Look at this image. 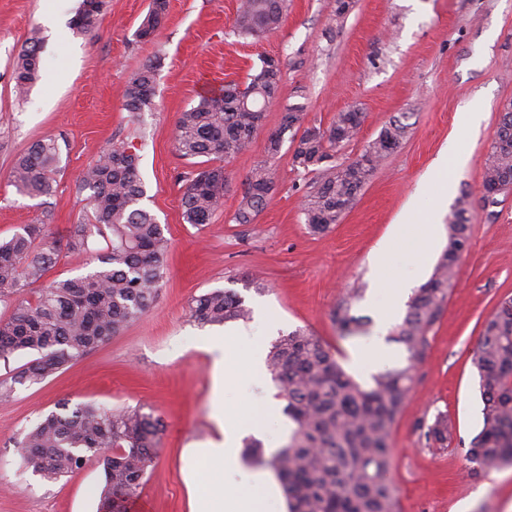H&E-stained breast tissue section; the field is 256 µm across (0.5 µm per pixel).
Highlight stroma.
<instances>
[{
	"instance_id": "35a3bbf8",
	"label": "stroma",
	"mask_w": 512,
	"mask_h": 512,
	"mask_svg": "<svg viewBox=\"0 0 512 512\" xmlns=\"http://www.w3.org/2000/svg\"><path fill=\"white\" fill-rule=\"evenodd\" d=\"M79 3L0 0V238L29 224L49 225L59 237L85 221L90 208L76 180L113 141L123 140L141 155L142 205L170 240L168 273L151 308L119 335L42 383L0 399V512H98L97 462L55 483L21 467L16 443L22 431L64 400L141 404L159 416L161 448L134 503L141 512H191L189 450L222 437L212 415L213 356L204 339L238 334V350L246 353L304 329L342 364H349L353 349L375 344L384 347L382 367L404 364L402 347L379 329L388 288L410 271L416 284L430 278L461 197L468 202L469 247L393 427L392 477L401 512H512V467L473 475L463 454L481 423L471 352L484 321L512 296V189L491 200L482 185L499 116L512 103V0H351L341 18L336 0H288L280 27L260 38L235 31L240 0H168L153 39L136 35L150 0H104L89 33L71 25ZM35 32L42 37L41 78L21 98L12 64ZM265 57L279 59L283 69L265 120L247 151L223 161L229 175L223 206L210 223L186 224L180 199L196 166L175 149L176 121L198 103L203 86L245 84ZM151 62L158 65L154 107L134 120L121 91ZM292 105L301 106V119L269 156L268 136ZM475 106L482 120L474 130L465 114ZM350 110L360 113V130L337 148L334 163L355 161L404 114L408 136L379 163L340 222L315 234L302 204L319 175L293 167L295 138L312 126L330 127ZM48 138L61 147L54 193L18 194L11 184L16 156ZM451 141L466 162L437 170ZM263 164L275 171V190L253 223H235L245 182ZM406 221L427 225L428 249L410 252L396 235ZM382 252L391 261L380 277L375 259ZM213 289L242 297L249 320L194 323L191 299ZM350 292L357 295L353 312L363 330L343 340L332 312ZM275 393L267 373L247 390L224 391L240 428L262 409L259 438L269 452L288 440L287 416L266 409ZM439 414L451 429L443 445L424 436Z\"/></svg>"
}]
</instances>
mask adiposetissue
I'll return each mask as SVG.
<instances>
[{"mask_svg":"<svg viewBox=\"0 0 512 512\" xmlns=\"http://www.w3.org/2000/svg\"><path fill=\"white\" fill-rule=\"evenodd\" d=\"M238 341L237 335L216 336L205 341V348L214 356V386L212 391L213 416L220 427H227L233 413L224 404V388L234 382L247 385L263 371V358L254 352L233 357L232 351ZM192 454L199 466L192 473L189 482L191 512H264V494L273 489L271 480L257 478L254 490L231 492L225 495L213 493L211 481L224 468L234 466L237 457L223 442L213 441Z\"/></svg>","mask_w":512,"mask_h":512,"instance_id":"adipose-tissue-1","label":"adipose tissue"}]
</instances>
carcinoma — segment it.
<instances>
[{
  "label": "carcinoma",
  "mask_w": 512,
  "mask_h": 512,
  "mask_svg": "<svg viewBox=\"0 0 512 512\" xmlns=\"http://www.w3.org/2000/svg\"><path fill=\"white\" fill-rule=\"evenodd\" d=\"M167 0H151L137 31L141 39L158 35ZM288 11V0H242L235 27L245 36L260 37L277 29ZM100 11L80 3L72 26L79 32L95 29ZM41 38L33 34L13 62L15 91L23 95L39 78ZM157 64L140 68L122 92L123 106L138 118L152 111ZM281 69L270 58L250 75L246 94L228 83L200 98L176 123L175 147L186 159L220 160L248 149L264 117V108L277 91ZM301 108L291 106L280 127L269 136L267 150L279 152L283 136L299 121ZM361 124L360 113L340 112L333 125L304 131L292 163L308 170L351 141ZM409 125L397 118L369 142L360 157L326 173L306 195L309 228L322 233L337 223L370 180L379 161L397 149ZM60 148L39 140L19 155L12 184L29 197L54 192ZM483 187L498 192L512 186V103L505 106L490 154L482 169ZM228 177L224 166L210 165L185 185L182 219L207 224L224 204ZM78 191L88 193L91 218L70 225L56 238L46 224H29L8 239H0V297L21 293L38 283L60 255L79 257L100 244L102 267L85 276L55 280L40 289L35 303L19 304L0 320V361L34 353L36 358L16 368L0 387L41 383L69 363L84 358L118 335L153 304L167 271L169 240L161 225L141 206L146 195L139 176V155L123 141L112 143L83 172ZM275 173L255 168L248 180L235 221L253 223L275 190ZM467 201L458 200L448 221V244L430 279L408 303L401 323L387 341L403 347L405 364L371 375L363 384L349 374L319 337L295 330L279 337L267 355L268 370L283 412L295 424L285 445L266 453L261 441L243 440L244 459L270 468L288 500L289 512H399L391 469V432L397 422L416 366L428 348L427 332L439 319L448 299L462 252L469 243ZM352 298L343 300L332 318L340 337L362 331L352 314ZM250 310L242 298L214 289L193 299L190 317L201 326L246 320ZM482 401L481 424L465 452L466 460L489 473L512 466V298L500 302L484 322L472 350ZM159 418L141 408H109L95 403H59L20 442L22 466L49 482L66 477L89 461L102 466L104 485L99 512H126L138 496L160 446ZM451 431L448 419L435 418L426 439L443 445Z\"/></svg>",
  "instance_id": "carcinoma-1"
}]
</instances>
